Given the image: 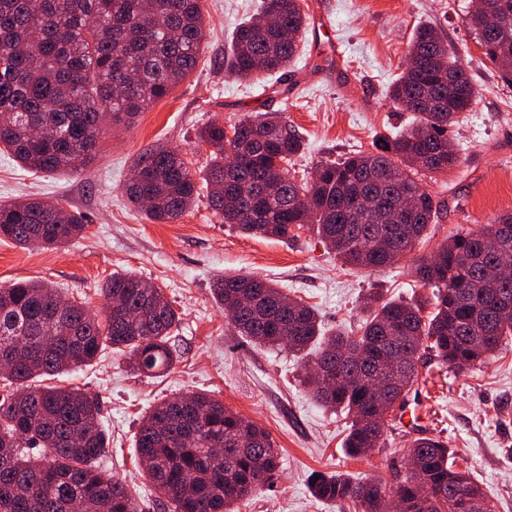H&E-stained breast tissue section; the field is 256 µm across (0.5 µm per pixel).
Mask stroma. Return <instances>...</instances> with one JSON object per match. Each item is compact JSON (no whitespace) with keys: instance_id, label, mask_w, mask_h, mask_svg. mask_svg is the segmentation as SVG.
<instances>
[{"instance_id":"obj_1","label":"stroma","mask_w":512,"mask_h":512,"mask_svg":"<svg viewBox=\"0 0 512 512\" xmlns=\"http://www.w3.org/2000/svg\"><path fill=\"white\" fill-rule=\"evenodd\" d=\"M300 2L310 15H326L344 62L314 49L309 28L286 74L258 81L225 75L230 36L241 20L256 15L261 0H202L207 27L196 69L131 124L107 127L83 171L32 173L0 154V204L40 197L87 219L83 236L57 249L0 241V286L46 280L99 312V284L128 271L155 282L172 301L181 317V359L169 374L133 373L124 357L108 351L93 365L54 380L100 399L109 439L100 465L127 484L142 512L157 510L133 455L139 417L162 400L200 390L266 429L280 450L276 484L241 502L239 512H341L338 504L311 494L315 475L377 477L394 487L406 474L408 444L420 437L446 442L457 469L471 473L496 512H512V339L481 368L464 372L421 356L419 383L401 422L368 456L347 457L346 414L312 399L293 355L239 336L211 288L224 275L261 277L314 306L326 330H350L362 319L370 292L408 302L430 297L411 258L365 273L342 265L307 224L282 242L239 234L221 223L203 197L171 224L145 220L127 199L125 185L143 151L157 144L175 147L192 169L203 171L210 148L199 140V130L213 122L232 126L250 112L283 113L301 134L304 149L294 160L298 180L320 161L376 151L412 119L391 102L388 88L403 69L415 28L425 23L447 39L478 93L455 128L458 165L423 180L440 203V217L415 253L429 254L449 235L512 212V88L501 82L466 25L474 0Z\"/></svg>"}]
</instances>
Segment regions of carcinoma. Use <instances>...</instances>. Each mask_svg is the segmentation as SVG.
<instances>
[{
	"label": "carcinoma",
	"instance_id": "obj_1",
	"mask_svg": "<svg viewBox=\"0 0 512 512\" xmlns=\"http://www.w3.org/2000/svg\"><path fill=\"white\" fill-rule=\"evenodd\" d=\"M298 0H263L270 27L252 17L233 31L224 72L250 79L280 73L299 52L308 16ZM469 13V29L512 86V0H486ZM201 0H0V151L23 169L76 172L94 154L112 122L130 124L196 68L204 35ZM407 64L390 87L393 103L415 121L375 153L352 152L320 162L297 182L288 164L302 150L280 112L249 115L226 131L211 123L200 134L212 162L196 175L181 152L164 145L134 162L130 203L149 221L172 223L206 185L207 202L222 223L249 237L287 241L311 225L343 264L366 271L391 265L390 255L414 252L440 208L418 169L455 167L454 127L471 106L475 87L447 40L429 25L417 28ZM86 230L83 217L61 204L33 200L0 204V239L22 248H59ZM512 262V212L477 230L452 234L432 254L413 260L423 286L436 289L434 312L367 297L358 334L322 329L318 312L272 283L237 275L216 279L212 294L239 335L269 349L288 348L303 363L314 400L351 416L348 456L380 442L379 403L370 385L391 392L395 410L418 384L420 354L431 350L451 370L485 363L512 336V278L490 279L489 266ZM98 292L97 314L66 300L47 283L0 287V356L10 358L11 390L0 397V512H138L126 484L99 470L106 433L96 396L42 386L91 365L108 346L148 377L170 372L180 358V318L164 291L131 273H112ZM135 461L155 497L174 512H236L237 504L271 486L280 467L270 434L206 391L168 398L140 418ZM412 482L397 486L401 512H443L468 492L467 512H494L471 476L456 472L442 442L417 438ZM312 494L379 512V479L318 475Z\"/></svg>",
	"mask_w": 512,
	"mask_h": 512
}]
</instances>
